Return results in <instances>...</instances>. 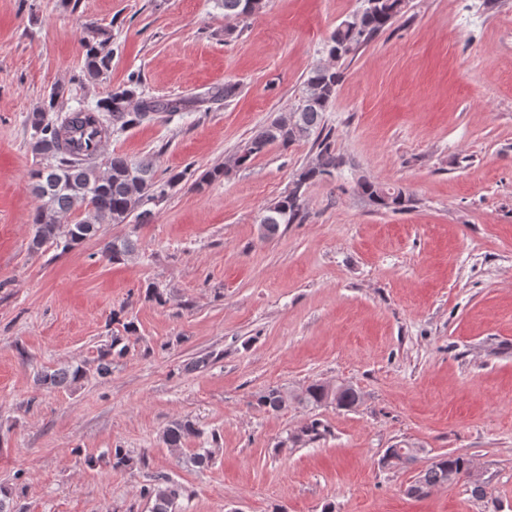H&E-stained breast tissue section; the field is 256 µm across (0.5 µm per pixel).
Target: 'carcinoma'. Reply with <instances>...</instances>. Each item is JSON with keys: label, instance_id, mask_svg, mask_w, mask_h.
Returning a JSON list of instances; mask_svg holds the SVG:
<instances>
[{"label": "carcinoma", "instance_id": "obj_1", "mask_svg": "<svg viewBox=\"0 0 512 512\" xmlns=\"http://www.w3.org/2000/svg\"><path fill=\"white\" fill-rule=\"evenodd\" d=\"M224 8V18L241 22L262 12L268 0H216ZM406 0H362V4L342 21L329 35L325 50L329 58L342 62L353 56L364 45L380 33L389 29L404 13ZM84 48L83 77L96 80L110 67L112 50L106 42H86ZM341 72L330 66L313 67L303 83L298 104L288 115L273 119L244 146L236 158L241 166L262 153L268 146L278 144L288 148L295 143L316 136L318 153L315 162L302 167L294 176L288 192L267 205L260 218L264 231L275 234L282 224H299L305 219V188L316 180L331 177L344 165L342 157L336 155L332 131L324 128V114L329 111L336 98V88ZM141 78L129 75L127 82L112 90L99 100L95 107L70 109L56 112L57 101L63 89L54 87L44 100L42 107L28 116L34 130L32 152L43 162L29 172L33 192L42 204L29 216L33 226L30 249L39 250L46 244H61L71 249L87 239L99 235L105 224H124L133 217L144 224L153 217L145 205L160 201L166 188L185 177V172L172 174L165 182L156 178L155 160L147 157L136 163L125 157L114 155L107 160L106 169L99 171L78 156L90 151L95 144L102 143L118 125L122 128L141 123L156 112L176 113L181 101L165 103L150 98L138 97ZM138 98L135 110H129L133 98ZM358 191L380 209L401 211L412 199L399 188L361 179ZM81 211L82 217L73 224H62L59 217L73 211ZM137 241L131 238L104 240L100 253L112 263H120L134 255ZM121 338H112L110 349L101 354L96 372L106 377L112 372V350L122 355ZM86 371L81 366H67L46 372L39 384L49 388L67 389L75 385ZM298 401L308 407L318 408L331 401L338 408H351L359 401L358 391L350 384H339L331 388L314 382L298 395ZM256 403L269 412L283 410L288 397L278 388L261 393ZM325 429L320 420L313 418L291 436L294 444H309L322 436ZM201 431L189 420L172 421L161 434L162 443L171 451L182 452L188 439L200 436ZM470 479L473 496L484 495L479 479L473 478L470 462L460 456L444 454L413 482L420 491L412 498L428 495L439 486ZM144 494L153 501L152 512H175L177 501L184 495V488L165 475H158L154 483L144 489Z\"/></svg>", "mask_w": 512, "mask_h": 512}]
</instances>
